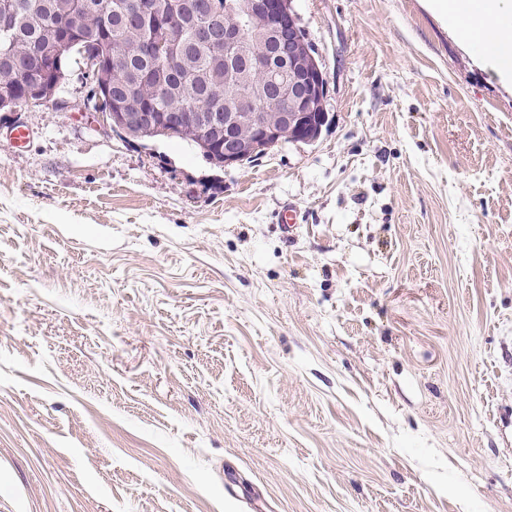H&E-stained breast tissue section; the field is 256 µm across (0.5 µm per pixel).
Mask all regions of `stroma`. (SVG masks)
<instances>
[{
	"mask_svg": "<svg viewBox=\"0 0 512 512\" xmlns=\"http://www.w3.org/2000/svg\"><path fill=\"white\" fill-rule=\"evenodd\" d=\"M294 6L314 143L0 111V512H512V88L429 0Z\"/></svg>",
	"mask_w": 512,
	"mask_h": 512,
	"instance_id": "obj_1",
	"label": "stroma"
}]
</instances>
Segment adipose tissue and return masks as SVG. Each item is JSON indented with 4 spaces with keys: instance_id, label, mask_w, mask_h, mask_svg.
I'll return each mask as SVG.
<instances>
[{
    "instance_id": "adipose-tissue-1",
    "label": "adipose tissue",
    "mask_w": 512,
    "mask_h": 512,
    "mask_svg": "<svg viewBox=\"0 0 512 512\" xmlns=\"http://www.w3.org/2000/svg\"><path fill=\"white\" fill-rule=\"evenodd\" d=\"M435 7L451 32L476 33L480 61L512 82V0H437Z\"/></svg>"
}]
</instances>
